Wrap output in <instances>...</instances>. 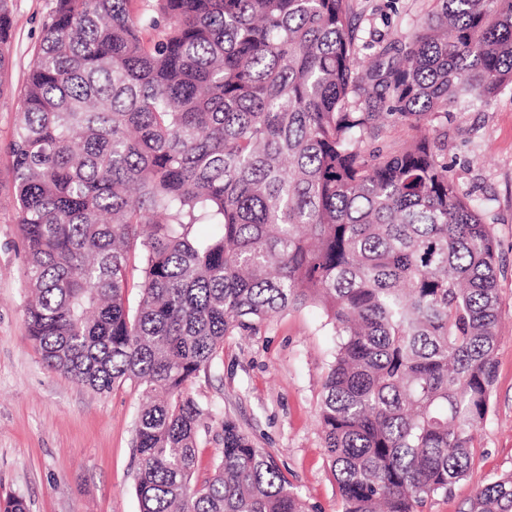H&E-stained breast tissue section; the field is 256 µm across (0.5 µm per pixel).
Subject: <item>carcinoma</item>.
Masks as SVG:
<instances>
[{
	"label": "carcinoma",
	"instance_id": "carcinoma-1",
	"mask_svg": "<svg viewBox=\"0 0 512 512\" xmlns=\"http://www.w3.org/2000/svg\"><path fill=\"white\" fill-rule=\"evenodd\" d=\"M132 2L54 0L20 91L28 337L93 392L140 389L139 512H307L228 416L196 476L190 387L226 338L314 305L337 336L318 418L342 512H425L489 412L499 256L445 143L379 139L512 89V0H439L363 68L353 0ZM11 28L0 0V72ZM466 512H512V472ZM416 134L417 131L407 123L389 122L384 130V139L388 144L397 148L410 142Z\"/></svg>",
	"mask_w": 512,
	"mask_h": 512
}]
</instances>
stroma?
Segmentation results:
<instances>
[{
  "label": "stroma",
  "instance_id": "stroma-1",
  "mask_svg": "<svg viewBox=\"0 0 512 512\" xmlns=\"http://www.w3.org/2000/svg\"><path fill=\"white\" fill-rule=\"evenodd\" d=\"M354 5L366 60L407 38L437 9L436 0ZM9 7L10 64L0 75V496L22 498L28 512H139L132 444L139 390L127 383L98 394L47 371L25 332L24 257L6 147L17 123L18 90L53 0H9ZM430 133L447 143L448 167L491 226L499 252L502 311L489 412L468 474L427 506V512H465L478 487L512 471V90L437 116ZM334 342L315 307L288 310L226 338L220 360L191 388L213 414L199 443V477L210 472L228 415L275 459L310 512H341L318 424L319 378Z\"/></svg>",
  "mask_w": 512,
  "mask_h": 512
}]
</instances>
